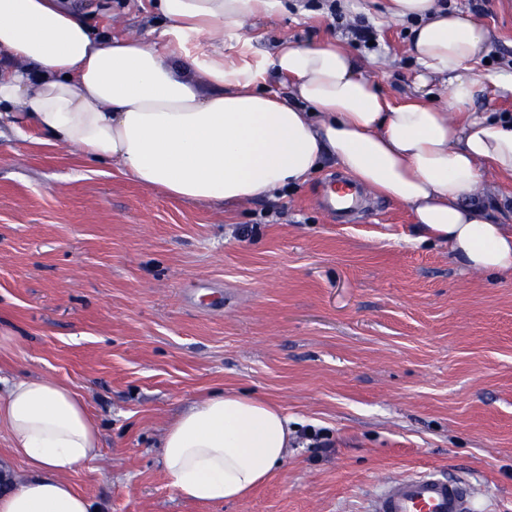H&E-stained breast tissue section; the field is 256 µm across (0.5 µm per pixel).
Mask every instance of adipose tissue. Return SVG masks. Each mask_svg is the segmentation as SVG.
<instances>
[{"label": "adipose tissue", "mask_w": 512, "mask_h": 512, "mask_svg": "<svg viewBox=\"0 0 512 512\" xmlns=\"http://www.w3.org/2000/svg\"><path fill=\"white\" fill-rule=\"evenodd\" d=\"M166 26L158 41L95 35L58 0H0V122L22 137L117 165L140 184L185 200L232 204L273 198L307 182L324 157L368 192L407 206L418 241L448 245L465 268L512 272V226L470 203L485 171L512 177V120L472 111L512 73L478 75L489 31L437 0H387L411 21L419 85L448 78L438 107L389 102L336 42L278 43L257 63L228 54L248 44L245 23L285 0H150ZM288 78L280 95L267 72ZM0 427L28 467L0 489V512H96L66 474L95 460L97 425L74 388L14 377L0 385ZM288 418L270 402L217 392L185 409L161 442L179 497L246 498L282 463Z\"/></svg>", "instance_id": "obj_1"}]
</instances>
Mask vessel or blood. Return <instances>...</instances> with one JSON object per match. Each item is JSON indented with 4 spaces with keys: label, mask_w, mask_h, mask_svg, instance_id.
Segmentation results:
<instances>
[{
    "label": "vessel or blood",
    "mask_w": 512,
    "mask_h": 512,
    "mask_svg": "<svg viewBox=\"0 0 512 512\" xmlns=\"http://www.w3.org/2000/svg\"><path fill=\"white\" fill-rule=\"evenodd\" d=\"M359 200L352 179H331L324 187L323 204L331 213L354 211ZM475 508L467 482L433 472L388 481L372 505L373 512H474Z\"/></svg>",
    "instance_id": "1"
}]
</instances>
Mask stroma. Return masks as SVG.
<instances>
[{
	"instance_id": "35a3bbf8",
	"label": "stroma",
	"mask_w": 512,
	"mask_h": 512,
	"mask_svg": "<svg viewBox=\"0 0 512 512\" xmlns=\"http://www.w3.org/2000/svg\"><path fill=\"white\" fill-rule=\"evenodd\" d=\"M385 0H319L247 25L249 60L283 39L333 40L393 100L445 102L413 84L408 25ZM98 32L158 38L138 0H69ZM490 51L512 64V0H489ZM373 26L370 51L350 28ZM324 159L284 196L229 207L171 198L116 166L0 128V377L69 384L101 431L68 476L100 512H369L387 480L432 469L512 512V274L464 269L419 244L383 195L340 218L320 205ZM215 389L274 401L290 420L281 466L241 501L180 498L165 429Z\"/></svg>"
}]
</instances>
